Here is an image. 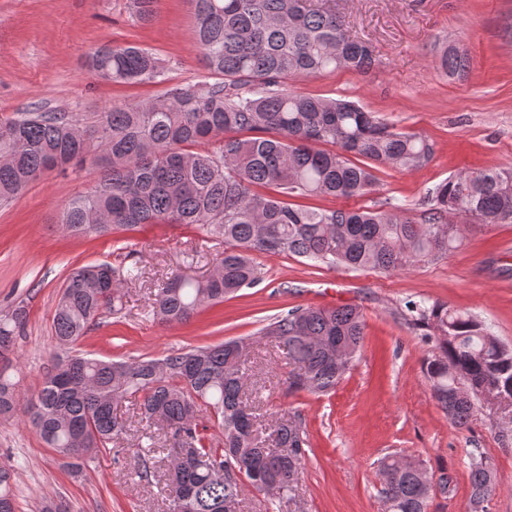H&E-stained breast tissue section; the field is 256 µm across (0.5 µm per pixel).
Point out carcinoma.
Instances as JSON below:
<instances>
[{
	"label": "carcinoma",
	"instance_id": "carcinoma-1",
	"mask_svg": "<svg viewBox=\"0 0 512 512\" xmlns=\"http://www.w3.org/2000/svg\"><path fill=\"white\" fill-rule=\"evenodd\" d=\"M194 37L208 79L173 84L156 98L115 104L80 123L66 112H22L0 119V201L47 172H102L95 189L71 197L59 223L72 236L116 235L145 224H182L218 246L203 278L176 273L159 289L152 314L187 323L263 279L260 255L296 256L316 264L381 273L438 261L461 244L464 215L483 224H512V168L465 170L428 195L415 218L388 209H322L300 204L319 196L363 197L374 170L426 166L429 140L381 122L358 104L301 94L297 76L339 69L367 72L373 47L350 35L336 12L311 0H193ZM156 0H132L134 18L153 20ZM94 74L114 84L169 81L155 53L141 46H104L89 56ZM463 76L468 56L446 48L439 59ZM209 143L212 148L200 150ZM139 266L102 262L72 270L52 316L56 345L69 349L106 314L123 309L122 288ZM407 320L430 345L424 375L438 407L459 429L485 414L501 442L512 441V347L475 316L425 299L405 302ZM27 319L18 303L0 311V358L14 350ZM365 323L355 306H297L261 329L288 364V389L326 394L348 373L363 346ZM250 339L184 347L160 358L103 360L69 354L56 360L35 393L0 371V415L26 416L47 447L76 473L101 450L118 447L129 423L146 439L137 474L166 467V512L192 493L189 512H226L242 503V481L263 492L271 481L291 496L303 472L308 438L293 418L258 425L251 385ZM223 439L204 434L202 418ZM169 448L158 446L159 436ZM470 505L491 500L493 472L482 455L468 464ZM386 512H428L453 477L420 460L387 454L378 461ZM0 512H15L14 468L0 467Z\"/></svg>",
	"mask_w": 512,
	"mask_h": 512
}]
</instances>
